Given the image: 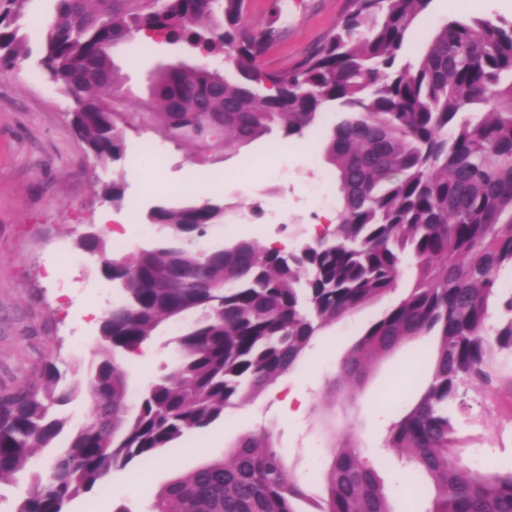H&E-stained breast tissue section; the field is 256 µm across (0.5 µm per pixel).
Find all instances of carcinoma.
Wrapping results in <instances>:
<instances>
[{
  "label": "carcinoma",
  "instance_id": "cac0c4a2",
  "mask_svg": "<svg viewBox=\"0 0 512 512\" xmlns=\"http://www.w3.org/2000/svg\"><path fill=\"white\" fill-rule=\"evenodd\" d=\"M29 0H0V67L32 56L21 20ZM38 54L45 78L69 102L72 131L112 168L99 195L120 206L130 132L150 131L210 162L278 126L298 141L328 112L323 147L339 190L336 223L294 251L242 237L206 247L227 223L211 199L161 200L145 214L156 236L116 254L91 229L78 247L103 258L120 298L99 329L87 382L55 363L0 387V481L25 469L35 448L64 445L46 480L17 512H69L114 471L129 470L201 430L289 371L326 326L392 291L403 264L414 284L372 322L340 364L361 380L369 363L430 336L433 370L417 402L387 429L384 447L405 460L425 512H512V468L463 463L462 425L512 407V293L497 286L512 266V21L448 20L416 64L398 65L413 21L431 0H349L333 30L283 71L261 64L283 30L273 0L267 27L244 24L247 0H56ZM180 44L186 60L147 78L131 112L114 51L143 37ZM224 55V68L192 63ZM497 298L505 318L488 312ZM186 322L175 368L128 404L124 359L160 325ZM90 419L65 432L58 412L81 392ZM318 512H398L377 470L348 435L323 475ZM305 489L280 452L250 435L161 488L151 512H300Z\"/></svg>",
  "mask_w": 512,
  "mask_h": 512
}]
</instances>
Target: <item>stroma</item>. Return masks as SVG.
I'll list each match as a JSON object with an SVG mask.
<instances>
[{
    "instance_id": "obj_1",
    "label": "stroma",
    "mask_w": 512,
    "mask_h": 512,
    "mask_svg": "<svg viewBox=\"0 0 512 512\" xmlns=\"http://www.w3.org/2000/svg\"><path fill=\"white\" fill-rule=\"evenodd\" d=\"M283 40L265 54L263 65L282 70L299 62L330 32L348 0H280ZM512 19V0H432L428 11L407 31L399 63H416L437 27L450 19ZM180 46L153 43L124 46L116 62L133 90H140L158 64L181 59ZM66 101L34 61L0 70V384L23 383L22 367L53 361L68 379H86L99 342L98 322L81 309L62 311L57 292L65 288L81 304L106 313L112 287L99 273L100 259L77 248L86 225H96L124 253L146 245L131 230L160 200L212 198L236 219L221 229L225 240L241 236L260 243L277 241L293 248L312 236L324 215L334 214L338 190L322 157L330 127L322 121L298 142L280 133L224 152L213 165L198 164L190 150L156 138L130 137L127 143L126 200L119 208L103 204L98 188L110 172L96 165L71 130ZM165 157L149 160L148 149ZM261 217L249 218L252 206ZM58 266V283L46 279L47 266ZM416 276L405 265L395 290L324 328L298 361L264 391L209 427L187 434L164 449L149 473L130 469L114 473L95 494L75 502L70 512H147L155 493L179 475L224 457L243 437L265 433L284 457L307 497L300 512H317L324 496L322 477L345 433H354L363 456L385 482L397 512H415L414 489L402 477L403 464L383 446L386 428L417 399L432 366V340L402 344L373 363L361 384L336 393L338 365L365 329L397 303ZM175 325H162L145 346V362L128 364L129 395L168 373L179 358ZM464 462L474 469L485 460L512 467V407L502 406L491 428H463ZM50 449L37 451L25 471L0 482V512H16L35 475H46Z\"/></svg>"
}]
</instances>
